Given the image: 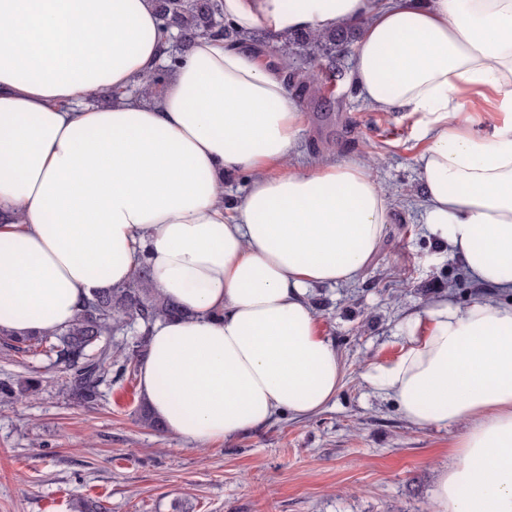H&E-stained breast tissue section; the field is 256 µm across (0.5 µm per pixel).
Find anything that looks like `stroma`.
<instances>
[{
	"mask_svg": "<svg viewBox=\"0 0 512 512\" xmlns=\"http://www.w3.org/2000/svg\"><path fill=\"white\" fill-rule=\"evenodd\" d=\"M352 58L338 61L336 86L304 101L300 146L304 159L319 151L374 159L392 196L391 223L363 279L310 297L344 361L336 396L316 414L285 412L197 447L139 421L137 377L102 384L88 406L68 396L53 357L0 344V381H41L36 396L0 401V512H72L88 497L109 512H432L459 430L414 426L363 373L400 354L402 318L447 293L457 262H429L414 162L422 144L410 118L375 109L352 88Z\"/></svg>",
	"mask_w": 512,
	"mask_h": 512,
	"instance_id": "obj_1",
	"label": "stroma"
}]
</instances>
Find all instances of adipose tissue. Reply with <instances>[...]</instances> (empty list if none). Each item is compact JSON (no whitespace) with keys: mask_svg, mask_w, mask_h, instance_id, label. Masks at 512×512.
<instances>
[{"mask_svg":"<svg viewBox=\"0 0 512 512\" xmlns=\"http://www.w3.org/2000/svg\"><path fill=\"white\" fill-rule=\"evenodd\" d=\"M220 8L241 40L196 38L144 98L166 48L154 0H0V331L67 327L143 261L184 311L139 368L167 432L206 446L319 412L344 369L309 293L362 279L391 198L366 160L294 165L304 109L246 37L358 27L353 85L415 116L425 235L483 289L406 319L363 378L413 425L459 428L433 512H512V0ZM235 172L250 186L228 216Z\"/></svg>","mask_w":512,"mask_h":512,"instance_id":"obj_1","label":"adipose tissue"}]
</instances>
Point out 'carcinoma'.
I'll use <instances>...</instances> for the list:
<instances>
[{
    "label": "carcinoma",
    "mask_w": 512,
    "mask_h": 512,
    "mask_svg": "<svg viewBox=\"0 0 512 512\" xmlns=\"http://www.w3.org/2000/svg\"><path fill=\"white\" fill-rule=\"evenodd\" d=\"M159 29L167 41H177L169 51L170 63L186 51L191 41L204 35H222L236 40L239 34L224 21L218 0H157ZM351 29H339L329 35L302 34L282 42V56L288 57V46L308 61L303 72L290 69L288 88L305 97L325 79L320 66L323 59L332 60L345 52ZM168 68H160L146 78L135 92L151 96L162 85ZM174 302L151 286L150 272L141 264L125 285L95 294L84 304L76 319L66 328L45 334L16 337L5 335L3 344L26 353L41 346L56 356V362L70 372L68 390L73 399L93 404L99 398V386L108 377L120 379L133 373L147 351L150 333L156 321L182 316ZM40 390L39 380L26 378L14 383H0V396H29Z\"/></svg>",
    "instance_id": "carcinoma-1"
}]
</instances>
